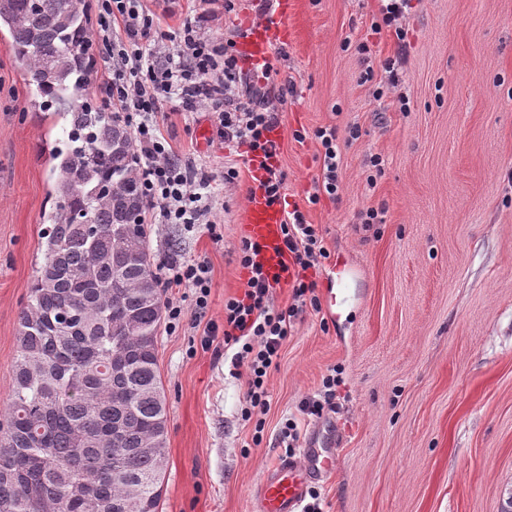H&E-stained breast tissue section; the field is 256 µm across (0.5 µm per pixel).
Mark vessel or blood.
Here are the masks:
<instances>
[{"label":"vessel or blood","instance_id":"vessel-or-blood-1","mask_svg":"<svg viewBox=\"0 0 512 512\" xmlns=\"http://www.w3.org/2000/svg\"><path fill=\"white\" fill-rule=\"evenodd\" d=\"M288 38L286 25L257 23L250 26L239 45L240 51L252 62L266 58L272 45ZM285 216L275 206L268 205L263 194H254L248 206L246 231L266 246L264 258L268 265L278 266L281 255L280 226ZM336 466L335 446H323L318 438H311L302 450L301 460L289 457L268 470L258 486L259 512H302L308 482L314 474L328 472Z\"/></svg>","mask_w":512,"mask_h":512}]
</instances>
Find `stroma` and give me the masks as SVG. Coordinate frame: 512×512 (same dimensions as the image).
Wrapping results in <instances>:
<instances>
[{"instance_id":"obj_1","label":"stroma","mask_w":512,"mask_h":512,"mask_svg":"<svg viewBox=\"0 0 512 512\" xmlns=\"http://www.w3.org/2000/svg\"><path fill=\"white\" fill-rule=\"evenodd\" d=\"M164 30L203 14L224 40L258 22L260 0H143ZM378 0H288L278 61L290 94L274 135L287 206L321 225L331 252L316 271L319 311L294 324L269 380L260 445L242 421L245 376L197 342L242 295L235 249L244 236L246 147L225 148L211 115L171 111L166 138L220 176L237 167L215 232L151 227L150 250L207 261L203 320L161 329L158 370L168 412L162 512H257L256 488L284 456L281 428L334 435L336 469L311 486L322 512H504L512 497V0H411L402 27L374 33ZM402 56L399 83L362 82L355 47ZM0 34V409L18 351V317L44 261L56 206L51 154L65 148L61 112H37ZM358 126L342 143L338 199L310 203L319 126ZM385 172L368 183L371 155ZM384 221L357 229L366 209ZM341 370L336 409L299 410L328 368Z\"/></svg>"}]
</instances>
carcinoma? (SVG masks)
<instances>
[{
	"label": "carcinoma",
	"mask_w": 512,
	"mask_h": 512,
	"mask_svg": "<svg viewBox=\"0 0 512 512\" xmlns=\"http://www.w3.org/2000/svg\"><path fill=\"white\" fill-rule=\"evenodd\" d=\"M86 0H0V33L44 112L70 115L45 261L18 318L0 412V512H160L168 461L158 373L160 266L141 223L129 130L82 98ZM108 183L112 193L97 194ZM88 210L90 237L71 212Z\"/></svg>",
	"instance_id": "cac0c4a2"
}]
</instances>
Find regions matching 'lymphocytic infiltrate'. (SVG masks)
Instances as JSON below:
<instances>
[{
  "label": "lymphocytic infiltrate",
  "mask_w": 512,
  "mask_h": 512,
  "mask_svg": "<svg viewBox=\"0 0 512 512\" xmlns=\"http://www.w3.org/2000/svg\"><path fill=\"white\" fill-rule=\"evenodd\" d=\"M96 11L102 46L99 87L113 118L132 136L133 174L147 201L143 223L179 224L188 230L212 223L220 187L237 188L239 173L228 167L219 182L207 167L180 163L162 132L167 112L207 109L225 145L274 158L279 145L269 134L287 101L286 92L273 90L278 69L269 60L260 70L244 69L235 40L217 43L201 19L173 33L161 29L142 0H96ZM313 137L322 148L318 192L311 197L316 203L321 196L338 195L340 136L336 127L320 126ZM281 236L288 259L275 269L265 264L262 243L240 240L236 253L247 275L246 288L242 296L225 299L223 326L208 325L200 341L205 349L222 341L232 353L233 369L245 370L241 416L253 422L257 445L263 440L269 378L281 348L298 316L319 307L317 284L306 273L331 257L320 225L309 223L300 210L287 213ZM161 270L164 286L189 289L190 311L205 315L212 285L208 262L173 259ZM285 280L291 283L292 302L280 307L273 302V290Z\"/></svg>",
  "instance_id": "lymphocytic-infiltrate-1"
}]
</instances>
